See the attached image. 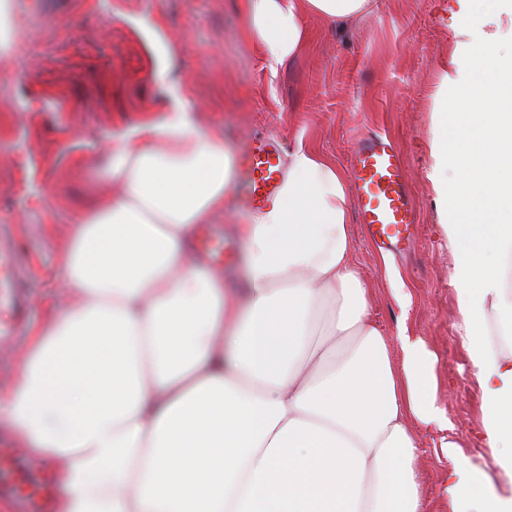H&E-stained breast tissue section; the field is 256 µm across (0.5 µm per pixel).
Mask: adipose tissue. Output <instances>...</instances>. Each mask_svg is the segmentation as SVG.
<instances>
[{"label": "adipose tissue", "mask_w": 512, "mask_h": 512, "mask_svg": "<svg viewBox=\"0 0 512 512\" xmlns=\"http://www.w3.org/2000/svg\"><path fill=\"white\" fill-rule=\"evenodd\" d=\"M467 56L444 76L431 180L454 254V325L480 392L478 462L436 398L437 355L369 312L344 172L308 146L236 230L246 293L200 266L198 225L224 211L234 152L175 93L112 139L114 193L76 214L50 321L0 385V421L53 462L56 512H426L417 426L450 463L448 512H512V61L484 20L512 0H458ZM369 0H242L278 65L302 17Z\"/></svg>", "instance_id": "obj_1"}]
</instances>
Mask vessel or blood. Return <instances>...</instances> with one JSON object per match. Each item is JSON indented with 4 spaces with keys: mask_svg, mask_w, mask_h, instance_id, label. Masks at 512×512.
<instances>
[{
    "mask_svg": "<svg viewBox=\"0 0 512 512\" xmlns=\"http://www.w3.org/2000/svg\"><path fill=\"white\" fill-rule=\"evenodd\" d=\"M238 166L246 208L263 209L277 195L283 177L280 145L255 136L241 153ZM349 176L359 203V222L368 235L389 247L402 248L419 214L401 153L381 135L364 136L352 155ZM196 248L209 261L224 259L223 236L205 234Z\"/></svg>",
    "mask_w": 512,
    "mask_h": 512,
    "instance_id": "vessel-or-blood-1",
    "label": "vessel or blood"
}]
</instances>
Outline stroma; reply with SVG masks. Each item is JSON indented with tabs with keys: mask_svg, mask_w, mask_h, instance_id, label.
Here are the masks:
<instances>
[{
	"mask_svg": "<svg viewBox=\"0 0 512 512\" xmlns=\"http://www.w3.org/2000/svg\"><path fill=\"white\" fill-rule=\"evenodd\" d=\"M17 2L21 33L0 52V245L17 257L28 324L49 314L68 226L107 169V141L130 132L145 105L168 107L173 88L196 123L221 130L238 153L262 133L283 152L311 146L344 169L361 136L380 134L404 157L420 222L394 255L413 294L405 313L383 275L385 247L355 227L371 316L391 336L406 323L438 353L437 399L468 452L483 453L480 394L455 339L453 257L430 179L434 99L464 53L457 0H371L367 14L339 23L306 15L307 47L274 69L244 31L240 0ZM159 69L165 82L151 78ZM246 215L234 192L209 224L224 234L220 270L232 287L245 276L246 250L231 227ZM418 432L425 501L448 512V462L435 432Z\"/></svg>",
	"mask_w": 512,
	"mask_h": 512,
	"instance_id": "1",
	"label": "stroma"
}]
</instances>
